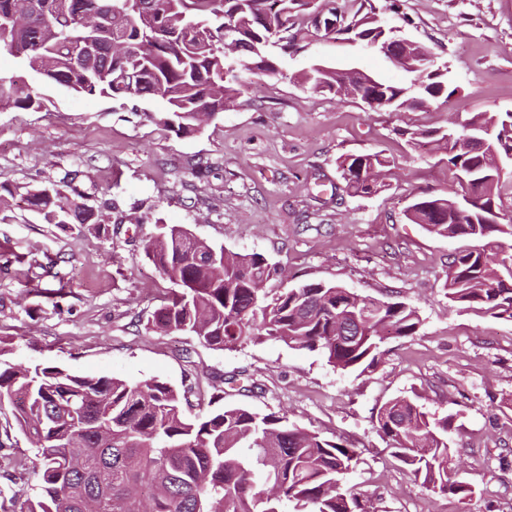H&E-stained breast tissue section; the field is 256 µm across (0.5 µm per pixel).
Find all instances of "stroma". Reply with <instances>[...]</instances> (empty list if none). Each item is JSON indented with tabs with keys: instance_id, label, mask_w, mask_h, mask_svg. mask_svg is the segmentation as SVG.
Masks as SVG:
<instances>
[{
	"instance_id": "stroma-1",
	"label": "stroma",
	"mask_w": 512,
	"mask_h": 512,
	"mask_svg": "<svg viewBox=\"0 0 512 512\" xmlns=\"http://www.w3.org/2000/svg\"><path fill=\"white\" fill-rule=\"evenodd\" d=\"M388 25L447 63L456 92L414 112L369 110L313 92L292 76L315 64L355 67L398 85L412 76L383 53L317 42L282 59L279 78H250L234 107L200 133L154 122L158 99L115 101L38 85V109L0 110V181L60 183L77 171L95 224H47L15 197L0 211V360L80 375L155 378L187 391L193 412L228 405L286 414L290 424L352 444L348 487L370 512H512V322L452 307L448 256L462 239L428 233L405 210L458 182L429 133L470 112H512V0H372ZM421 131L410 139L411 131ZM379 152L383 192L342 190L340 156ZM180 224L233 252L259 253L270 282H326L416 308L410 337L385 339L365 372L267 341L216 350L150 328L170 282L146 257L159 224ZM418 393L454 415L453 464L467 500L426 489L394 458L374 417ZM34 450L0 408V512L32 496Z\"/></svg>"
}]
</instances>
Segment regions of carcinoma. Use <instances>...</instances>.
Segmentation results:
<instances>
[{
	"instance_id": "carcinoma-1",
	"label": "carcinoma",
	"mask_w": 512,
	"mask_h": 512,
	"mask_svg": "<svg viewBox=\"0 0 512 512\" xmlns=\"http://www.w3.org/2000/svg\"><path fill=\"white\" fill-rule=\"evenodd\" d=\"M0 0V47L43 84L112 100L159 98L155 117L178 136L199 132L197 116L215 117L234 104L246 75H283L280 55L305 53L312 38L380 48L384 33L374 7L351 11L338 0H80L103 19L68 20L64 0ZM120 40L112 55L109 46ZM245 50L228 54L225 45ZM419 78L392 85L356 68L316 65L295 76L317 93L343 84L353 98L378 101L379 111L404 112L455 94L448 77L420 45L409 48ZM29 83L0 77V110L41 107ZM488 141L512 157V112H471L453 130L436 132L438 149L461 174L462 193H424L406 209L414 224L472 245L448 255L451 306L512 322V224L498 220L504 190L480 156L460 155L458 137ZM387 163L378 152L347 155L338 168L343 190L380 191L370 173ZM78 177L66 174L69 196L55 183L20 188L0 181V206L24 190L29 210L48 224H90L94 213L76 200ZM147 257L171 283L182 281L156 309L150 325L183 331L214 349L247 342H283L319 352L344 372L373 364L385 336H413L421 319L402 301H383L337 284L310 282L265 288L276 269L259 253L191 241L187 228L161 225L146 241ZM185 396L155 378L127 382L81 376L58 367L0 366V407L35 450V496L21 512H366L344 488L355 449L288 423L278 412L219 406L190 414ZM414 392L385 402L376 427L392 454L422 484L461 499L470 484L452 475V414L423 411Z\"/></svg>"
}]
</instances>
